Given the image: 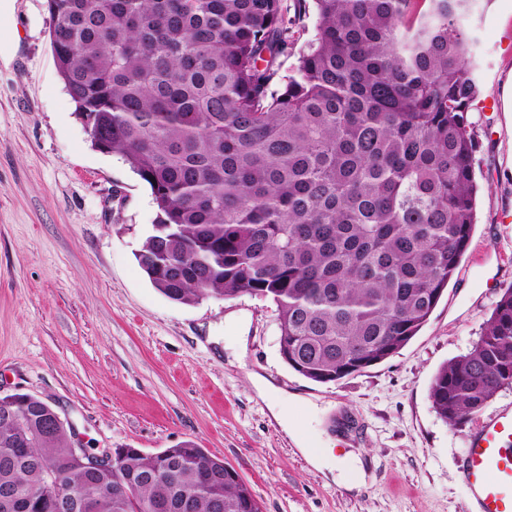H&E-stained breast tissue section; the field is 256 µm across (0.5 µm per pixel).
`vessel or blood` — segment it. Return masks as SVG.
<instances>
[{"label": "vessel or blood", "mask_w": 512, "mask_h": 512, "mask_svg": "<svg viewBox=\"0 0 512 512\" xmlns=\"http://www.w3.org/2000/svg\"><path fill=\"white\" fill-rule=\"evenodd\" d=\"M462 477L476 512H512V409L482 421L470 438Z\"/></svg>", "instance_id": "1"}]
</instances>
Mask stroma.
<instances>
[{"instance_id":"stroma-1","label":"stroma","mask_w":512,"mask_h":512,"mask_svg":"<svg viewBox=\"0 0 512 512\" xmlns=\"http://www.w3.org/2000/svg\"><path fill=\"white\" fill-rule=\"evenodd\" d=\"M0 395L43 399L92 453H155L193 441L224 459L264 512H465L467 443L512 407L500 390L463 426L429 397L439 367L481 336L512 287V0H472L481 96L469 119L482 186L454 278L405 347L362 372L312 382L279 352L274 305L250 296L170 302L135 253L157 209L115 155L94 150L57 73L46 0H0ZM292 397L285 409L313 447L357 455L346 490L315 469L255 393L250 373Z\"/></svg>"}]
</instances>
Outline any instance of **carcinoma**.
Listing matches in <instances>:
<instances>
[{
    "label": "carcinoma",
    "mask_w": 512,
    "mask_h": 512,
    "mask_svg": "<svg viewBox=\"0 0 512 512\" xmlns=\"http://www.w3.org/2000/svg\"><path fill=\"white\" fill-rule=\"evenodd\" d=\"M470 0H47L58 74L91 146L149 185L156 224L135 253L168 300L242 295L276 306L283 360L334 382L405 347L468 248L479 186L468 119L480 95ZM313 37L291 27L309 9ZM295 57L288 70L284 62ZM512 387V288L483 334L442 365L430 399L457 427ZM0 405V493L56 512H263L224 460L192 441L128 449L112 477L85 470L52 407ZM112 480L110 493L99 488Z\"/></svg>",
    "instance_id": "1"
}]
</instances>
